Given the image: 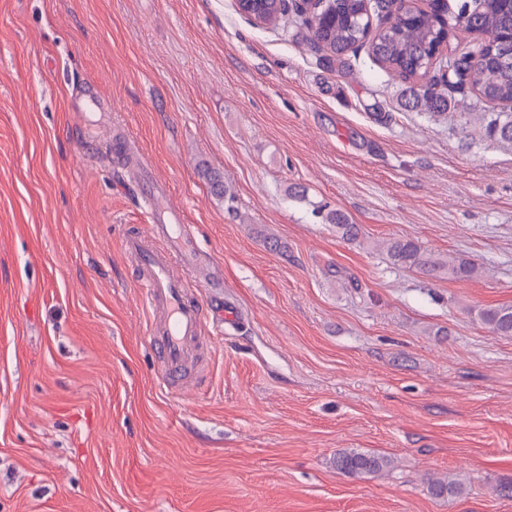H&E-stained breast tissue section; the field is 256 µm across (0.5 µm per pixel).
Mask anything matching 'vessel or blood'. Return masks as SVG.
Returning <instances> with one entry per match:
<instances>
[{
    "label": "vessel or blood",
    "mask_w": 512,
    "mask_h": 512,
    "mask_svg": "<svg viewBox=\"0 0 512 512\" xmlns=\"http://www.w3.org/2000/svg\"><path fill=\"white\" fill-rule=\"evenodd\" d=\"M146 207L153 218L152 234L128 231L121 246L138 273L140 293L154 316L148 340L161 365L158 382L171 393L181 390L189 370L205 368L209 342L197 291L219 287L220 282L182 211L169 203L166 188L148 189Z\"/></svg>",
    "instance_id": "1"
}]
</instances>
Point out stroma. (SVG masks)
I'll list each match as a JSON object with an SVG mask.
<instances>
[{
  "mask_svg": "<svg viewBox=\"0 0 512 512\" xmlns=\"http://www.w3.org/2000/svg\"><path fill=\"white\" fill-rule=\"evenodd\" d=\"M234 0H0V512H512V145L407 110ZM141 154L224 270L207 377L158 385L122 234ZM233 195L214 196L206 178ZM342 212L357 240L326 218ZM479 263L393 267L386 245ZM391 457L360 478L337 453ZM462 474L464 494L430 495ZM479 320L498 336H512V305L490 306L478 311ZM428 489L436 498L452 499L464 492L463 483L453 476L431 477L428 480Z\"/></svg>",
  "mask_w": 512,
  "mask_h": 512,
  "instance_id": "stroma-1",
  "label": "stroma"
}]
</instances>
